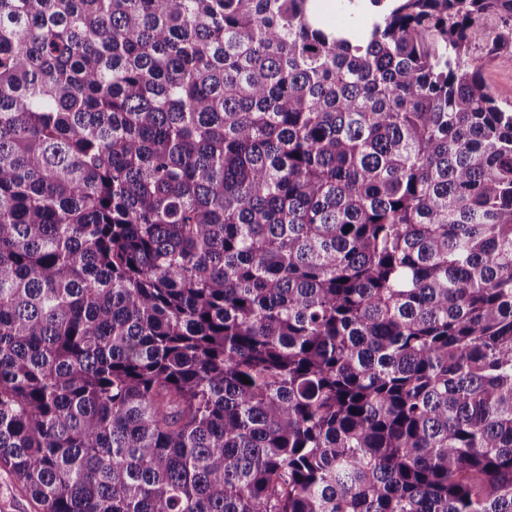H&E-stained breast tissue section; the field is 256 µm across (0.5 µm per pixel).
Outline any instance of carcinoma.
Returning <instances> with one entry per match:
<instances>
[{
  "label": "carcinoma",
  "instance_id": "carcinoma-1",
  "mask_svg": "<svg viewBox=\"0 0 512 512\" xmlns=\"http://www.w3.org/2000/svg\"><path fill=\"white\" fill-rule=\"evenodd\" d=\"M344 6L0 0V466L41 512H512V0ZM483 77L500 102L512 103V55L503 54L490 60Z\"/></svg>",
  "mask_w": 512,
  "mask_h": 512
}]
</instances>
